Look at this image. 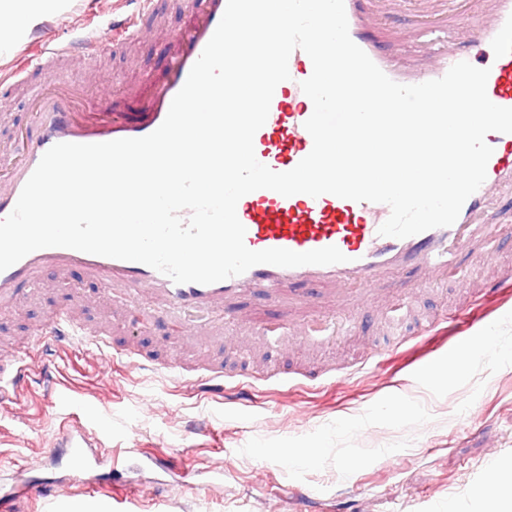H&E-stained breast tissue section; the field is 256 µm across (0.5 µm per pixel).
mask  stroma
Wrapping results in <instances>:
<instances>
[{
  "label": "stroma",
  "mask_w": 512,
  "mask_h": 512,
  "mask_svg": "<svg viewBox=\"0 0 512 512\" xmlns=\"http://www.w3.org/2000/svg\"><path fill=\"white\" fill-rule=\"evenodd\" d=\"M98 62L109 68L104 83L76 64L57 78L97 105L103 95L127 92L142 72L159 71L164 54L150 40L136 47L107 42ZM491 248L490 264L459 262L469 280L484 282L496 265L512 264V223L499 229ZM99 291L78 275L46 278L34 303L0 312V337L20 334L76 293ZM416 299V314L441 318L460 308L467 321L396 350L387 327L368 325L353 335L326 330L319 344L295 347L288 356L268 353V364L281 371L292 364L341 370L385 348L390 355L333 387L291 393L260 387L244 406L108 365L80 349L49 356L57 377L52 392L0 402V486L28 469L63 482L64 494L50 505L22 500L15 512H117L106 497L68 481L56 442L65 426L79 425L111 442L106 479L136 489L124 512H292L298 490L310 492L312 512H473L477 471L487 457L497 454L500 468L512 469V300L478 305L466 282L449 276L419 286ZM489 330L500 338L497 356L473 360L461 375H426L428 365L464 355L465 337ZM395 393L406 409L396 425L383 408ZM347 418L356 428L344 427ZM133 440L184 459L163 495L154 492L158 472L128 452ZM303 449L312 463L283 465V452Z\"/></svg>",
  "instance_id": "1"
}]
</instances>
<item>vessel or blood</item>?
Segmentation results:
<instances>
[{"instance_id": "1", "label": "vessel or blood", "mask_w": 512, "mask_h": 512, "mask_svg": "<svg viewBox=\"0 0 512 512\" xmlns=\"http://www.w3.org/2000/svg\"><path fill=\"white\" fill-rule=\"evenodd\" d=\"M161 2L113 0L120 17L84 26L78 35L66 40L35 42L7 74H0L4 89L31 74L40 76L34 124L17 129L11 141L0 144V154L7 158L0 166V220L12 212L26 181L53 145L139 138L162 124L174 96L217 28L227 0H180L184 21L174 30L168 29L159 12ZM407 4L426 28L454 40L450 46L428 44L425 51L430 64L413 76L397 70L392 46L399 42V35L381 37L367 24L368 18L398 12ZM345 10L351 39L393 81L411 85L441 78L452 65L470 60L476 51L489 60V99L512 108V0H345ZM152 35L163 40L165 64L157 76L146 77L143 92L130 93L129 99L142 106L137 115L124 112L120 100L113 101L108 112L86 107L77 89L59 83L53 75L62 61L92 59L104 40L132 44ZM288 69L290 78L276 87L268 118L253 140L257 159L276 172L293 169L313 148L305 128L313 109L306 106L301 89L302 81L313 71L312 61L297 49L289 58ZM486 142L493 149L486 180L466 200L451 226L403 239L385 237L378 229L390 215L386 204L356 202L332 194L286 197L259 189L243 196L236 207L249 249L283 248L303 253L334 246L345 255V262L294 268L260 264L213 284H177L142 263L50 247L36 250L0 272V311L35 297L44 274L66 278L78 272L101 285L105 304L123 301L145 321L165 322L172 336L204 348L222 337L225 324H236L242 332L256 330V319L244 304L249 297L293 315L327 312L334 315L337 330L357 329L367 323L371 302L389 296L399 277L425 283L447 273L460 257L482 258L498 225L512 223V208L502 203L504 196H512V133H488ZM87 309L86 297L74 298L20 339L12 353H0L1 400L18 392L44 352L55 348H82L102 358L117 357L140 372L187 386L215 387L225 399L241 403L252 396L257 382L272 377L270 370L250 366L233 369L226 367L223 359L210 356L185 363L141 353L133 343L115 347L111 324L93 325L86 316ZM348 378L345 372H292L283 384L292 390ZM62 440L71 450L75 475H83L97 462L101 439L73 426ZM17 480L19 489L0 493V512H13L22 490L50 500L59 496V484L31 478L27 471L18 472Z\"/></svg>"}]
</instances>
